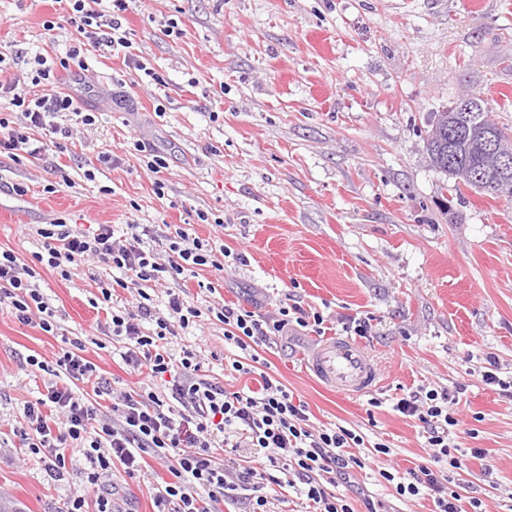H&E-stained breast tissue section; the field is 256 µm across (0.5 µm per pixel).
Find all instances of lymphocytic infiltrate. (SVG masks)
<instances>
[{"instance_id": "f902f5d3", "label": "lymphocytic infiltrate", "mask_w": 512, "mask_h": 512, "mask_svg": "<svg viewBox=\"0 0 512 512\" xmlns=\"http://www.w3.org/2000/svg\"><path fill=\"white\" fill-rule=\"evenodd\" d=\"M87 2L69 0L77 36L65 57L55 61L36 55L27 85L14 78L0 80V99H7L14 112L10 118L0 116V154L46 156L72 140L77 126L95 124L94 114L82 112L76 99L61 89L87 71V49H107L132 62V43L124 26L129 0H111L106 14ZM37 234L42 250L35 253L34 264L24 263L13 251L0 252V306L9 307L19 323L54 334V313L35 282L36 265L64 277L77 262L110 265L120 275L101 289L104 327L125 339L124 364L147 382L140 391L118 394L109 380L97 377L81 341L59 353L56 365L67 382L52 384L42 397L25 403L26 425L20 431L23 447L46 460L52 480H63L67 474L66 449H82L84 478L97 493L93 512H117L111 493L104 489L113 466L121 465L133 478L144 474L149 458L156 456L171 465L169 480L156 488L154 512H221L229 502L248 503V512H268L270 498L296 481L303 485L314 512H355L335 489L355 470L388 456L385 444H375L370 454H356V447L364 443L360 434L344 426L315 429L305 405L295 402L278 380L265 375L258 388L229 391L207 378L199 352L186 349L178 357L169 352V338L196 325L202 316L173 285L205 267L223 270L215 244L181 227L158 236L147 224L127 225L118 236L108 224L77 230L59 220L38 228ZM148 237L155 243L149 250L144 247ZM160 281L171 284L164 314L140 289L141 283ZM119 288L131 293L120 304L113 299ZM211 313L223 323L225 341L244 351L274 345L289 325L318 333L324 323L319 312L287 303L272 315L236 304L219 305ZM76 382L94 383L95 395L110 396L111 415H103L98 405L77 395L72 388ZM451 402L448 392L435 389L397 399L395 411L422 423L430 454L407 477L394 478L385 469L380 475L394 482L401 497L428 492L434 512H482L481 499L462 494L453 477L463 464L451 452V431L459 424L448 409ZM219 448L225 461L215 456ZM241 448L253 450L252 464L235 461Z\"/></svg>"}]
</instances>
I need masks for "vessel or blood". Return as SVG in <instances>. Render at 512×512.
Returning <instances> with one entry per match:
<instances>
[{"label": "vessel or blood", "mask_w": 512, "mask_h": 512, "mask_svg": "<svg viewBox=\"0 0 512 512\" xmlns=\"http://www.w3.org/2000/svg\"><path fill=\"white\" fill-rule=\"evenodd\" d=\"M310 372L336 394L351 396L372 392L380 372L370 355L357 343L340 337L321 345L309 358Z\"/></svg>", "instance_id": "obj_1"}]
</instances>
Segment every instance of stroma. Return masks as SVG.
<instances>
[{"mask_svg": "<svg viewBox=\"0 0 512 512\" xmlns=\"http://www.w3.org/2000/svg\"><path fill=\"white\" fill-rule=\"evenodd\" d=\"M66 13L65 0H0V48L15 56L7 76L27 73L34 54L64 56L76 35ZM127 19L131 51L151 75L89 53L87 80L65 89L95 125L40 159L0 155V212L10 216L0 249L32 261L37 228L60 218L118 234L133 222L176 224L244 254L187 278L185 298L203 311L254 298L265 313L292 299L323 315V333L298 327L257 350L269 375L306 403L311 425L355 430L364 453L386 444L383 468L401 476L429 449L421 423L395 411L397 398L454 392L462 482L485 512H512V396L482 380L492 355L497 376L512 382V198L455 193L426 149L429 120L463 91L512 125V0H133ZM47 20L57 29L45 31ZM138 141L164 159L159 173L134 151ZM103 151L123 165H100ZM15 184L26 194L12 193ZM38 272L56 335L0 309V499L17 512H63L74 498H95L83 451L67 449V478L51 480L16 434L25 402L54 382L49 367L73 339L116 389H138L139 377L91 305L111 268L85 261L66 279ZM363 316L372 328L360 344L382 385L339 396L302 364L324 336ZM185 348L200 351L226 390L256 387L254 375L232 369L240 351L218 320L170 346L175 355ZM32 355L47 370L29 366ZM473 448L486 460L471 459ZM168 466L151 460L134 479L114 470L123 512H153ZM378 470L339 485L356 512H432L430 497L401 498Z\"/></svg>", "mask_w": 512, "mask_h": 512, "instance_id": "1", "label": "stroma"}]
</instances>
